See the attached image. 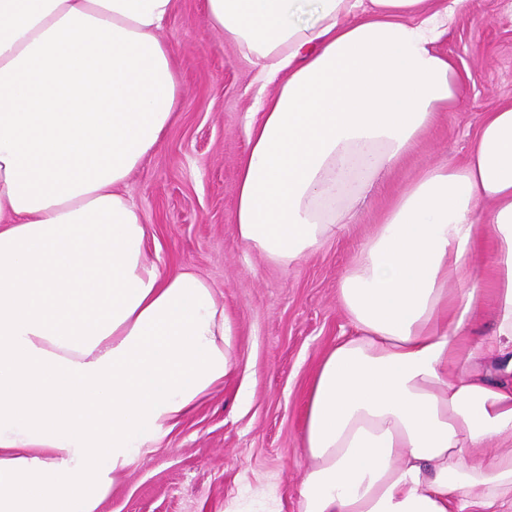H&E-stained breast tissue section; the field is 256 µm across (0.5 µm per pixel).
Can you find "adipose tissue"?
Here are the masks:
<instances>
[{
    "label": "adipose tissue",
    "mask_w": 512,
    "mask_h": 512,
    "mask_svg": "<svg viewBox=\"0 0 512 512\" xmlns=\"http://www.w3.org/2000/svg\"><path fill=\"white\" fill-rule=\"evenodd\" d=\"M460 3L207 0L274 86L238 165L247 248L286 268L335 237L452 109L464 77L434 44ZM175 8L0 0V512H99L115 473L236 368L218 291L160 266L122 190L178 107L159 36ZM338 297L353 332L308 392L301 512H512V104L463 164L395 198Z\"/></svg>",
    "instance_id": "1"
}]
</instances>
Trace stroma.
I'll list each match as a JSON object with an SVG mask.
<instances>
[{"label":"stroma","mask_w":512,"mask_h":512,"mask_svg":"<svg viewBox=\"0 0 512 512\" xmlns=\"http://www.w3.org/2000/svg\"><path fill=\"white\" fill-rule=\"evenodd\" d=\"M160 36L173 45L181 97L124 190L148 226L149 251L220 292L237 368L116 476L101 512H300L308 388L324 353L351 332L338 283L394 197L423 169L464 161L484 114L512 102V0H464L435 45L466 77L454 113H437L344 233L288 268L249 250L234 225L256 67L211 27L206 0H177Z\"/></svg>","instance_id":"obj_1"}]
</instances>
